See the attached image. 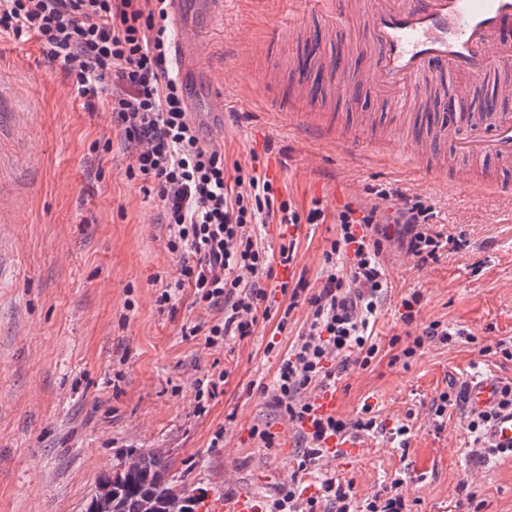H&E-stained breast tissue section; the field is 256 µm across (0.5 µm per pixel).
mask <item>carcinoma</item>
I'll return each mask as SVG.
<instances>
[{"instance_id": "1", "label": "carcinoma", "mask_w": 512, "mask_h": 512, "mask_svg": "<svg viewBox=\"0 0 512 512\" xmlns=\"http://www.w3.org/2000/svg\"><path fill=\"white\" fill-rule=\"evenodd\" d=\"M108 482L112 512H196L205 497L174 481L168 462L156 452H142L100 480Z\"/></svg>"}]
</instances>
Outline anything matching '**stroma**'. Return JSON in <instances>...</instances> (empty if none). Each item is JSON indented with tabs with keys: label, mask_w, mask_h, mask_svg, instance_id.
<instances>
[{
	"label": "stroma",
	"mask_w": 512,
	"mask_h": 512,
	"mask_svg": "<svg viewBox=\"0 0 512 512\" xmlns=\"http://www.w3.org/2000/svg\"><path fill=\"white\" fill-rule=\"evenodd\" d=\"M225 2L199 53L224 105V124L209 137L226 168L271 180L300 214L317 200L326 215L290 231L266 225L265 246L295 240L293 268L317 286L337 214L397 188L428 201L436 229L463 235L468 247L420 268L386 244L387 286L372 325L379 351L335 386L337 415L356 418L368 404L378 428L359 435V456L342 451L298 470L300 431L259 387L272 384L306 306L284 331L262 320L253 336L217 349L182 337L185 321L213 314L189 288L175 314L159 311L155 297L178 264L157 198L126 177L119 127L106 109L83 107L36 40L0 36V512H86L101 475L132 449L160 453L176 479L212 500L254 494L267 503L294 478L313 494L328 476L352 481L363 498L399 478L412 512H467L470 494L481 512H512V456L472 457L466 408L450 407L439 427L430 413L441 392L471 377L512 383V360L480 352L512 342V200L467 181L512 179V168L447 144L420 153L408 138L419 100L395 112L369 92L346 110L340 89L358 81L355 64L335 76L325 100L300 99L289 76L323 18L306 0ZM279 110L327 113L337 135L359 147L302 142L275 121ZM105 139L111 152L93 150ZM385 142L393 145L386 153ZM414 292L420 323H448L475 343L430 344L392 363L390 341L406 330L400 304ZM220 370L227 378L217 395L196 399L195 379ZM402 424L405 439L392 433ZM256 426L273 434V447L252 438ZM219 430L224 445L215 448Z\"/></svg>",
	"instance_id": "obj_1"
}]
</instances>
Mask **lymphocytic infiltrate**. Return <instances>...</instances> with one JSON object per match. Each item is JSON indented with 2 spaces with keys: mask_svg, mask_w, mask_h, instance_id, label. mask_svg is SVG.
<instances>
[{
  "mask_svg": "<svg viewBox=\"0 0 512 512\" xmlns=\"http://www.w3.org/2000/svg\"><path fill=\"white\" fill-rule=\"evenodd\" d=\"M36 39L46 58L59 64L85 108L104 106L121 129L132 158L129 180L155 193L165 213L166 249L179 259L178 275L157 295L159 309L175 310L181 292L194 291L197 305L215 311L212 321L183 323V337H204L207 346L253 336L262 319L285 329L298 304H306L303 331L282 357L271 387L272 405L299 427L305 445L299 470L320 458L331 438L373 431L374 416L345 419L315 411L318 391L331 387L349 366L368 365L377 353L368 329L384 286L379 256L399 240L417 266L437 261L441 251L466 242L436 231L431 206L398 190L380 191L388 208H345L337 233L323 253L317 287L304 280L274 284L275 266L293 265L296 242L272 255L258 239L265 224H316L325 211L313 205L300 214L280 200L270 180L236 169L206 143L191 119L170 55L168 0H0V36ZM288 293L287 304L275 299ZM421 297L402 302L400 318L415 328L401 354L410 358L425 343L447 345L454 335L435 320L418 325ZM411 512L402 479L388 490L356 500L351 482L330 477L318 495L304 496L296 483L283 486L269 512Z\"/></svg>",
  "mask_w": 512,
  "mask_h": 512,
  "instance_id": "lymphocytic-infiltrate-1",
  "label": "lymphocytic infiltrate"
}]
</instances>
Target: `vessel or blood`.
<instances>
[{
  "instance_id": "vessel-or-blood-1",
  "label": "vessel or blood",
  "mask_w": 512,
  "mask_h": 512,
  "mask_svg": "<svg viewBox=\"0 0 512 512\" xmlns=\"http://www.w3.org/2000/svg\"><path fill=\"white\" fill-rule=\"evenodd\" d=\"M313 7L330 24L339 26L349 16L341 0H312ZM222 0H169V12L182 34L173 43V63L190 94L189 112L198 123L218 126L224 109L210 93V74L196 58V45ZM364 21L358 38L370 44L362 82L391 104L408 93L440 83L448 73L458 72L480 80L496 72L512 70V0H363ZM309 142L348 150L352 141L339 138L320 112L302 113L290 120L278 115ZM453 141L466 157H492L512 164V112L497 113L491 127L472 125L466 132L449 136L447 129L432 136L417 131L413 143L430 149ZM500 386L490 375L471 378L466 385L469 411L481 412L497 405ZM490 448L512 450V410L500 412L486 433ZM212 512H261L253 496L216 500Z\"/></svg>"
}]
</instances>
